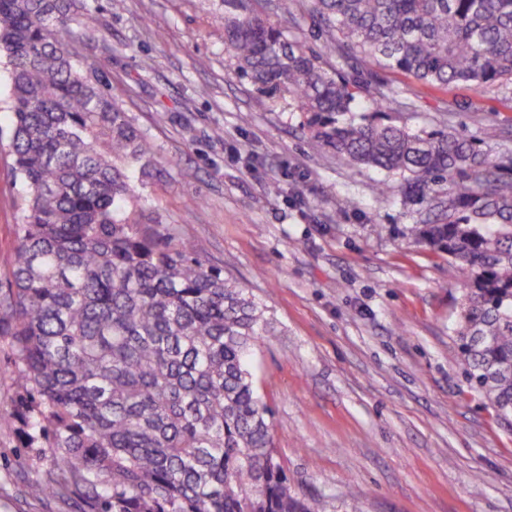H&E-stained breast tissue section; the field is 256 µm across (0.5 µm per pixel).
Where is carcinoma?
<instances>
[{"instance_id":"obj_1","label":"carcinoma","mask_w":512,"mask_h":512,"mask_svg":"<svg viewBox=\"0 0 512 512\" xmlns=\"http://www.w3.org/2000/svg\"><path fill=\"white\" fill-rule=\"evenodd\" d=\"M317 26L374 62L439 87L512 80V0H310ZM274 21L224 16L237 73L312 116L311 138L351 165L398 173L433 212L408 234L459 273L455 338L467 380L512 416V161L456 132L414 131L354 111L356 92L297 39L288 0ZM82 0H0L12 66L11 155L19 209L0 339L26 393L16 416L60 448L55 482L96 512H324L291 486L248 353L264 309L192 248L143 222L132 171L154 147L76 67Z\"/></svg>"}]
</instances>
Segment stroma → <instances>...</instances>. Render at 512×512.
Instances as JSON below:
<instances>
[{
  "instance_id": "obj_1",
  "label": "stroma",
  "mask_w": 512,
  "mask_h": 512,
  "mask_svg": "<svg viewBox=\"0 0 512 512\" xmlns=\"http://www.w3.org/2000/svg\"><path fill=\"white\" fill-rule=\"evenodd\" d=\"M85 4L79 61L155 148L133 178L145 222L191 241L266 307L273 333L248 362L296 492L325 512H512V425L466 379L455 273L406 234L426 208L372 190L399 174L345 164L292 101L260 98L224 48L222 0ZM307 5L292 0V33L359 86L358 112L392 91L382 122L452 130L512 160V81L438 89L353 69L348 51L325 54ZM10 85L0 53V290L22 221ZM56 475L20 419L0 423V512H94L77 492L25 495Z\"/></svg>"
}]
</instances>
